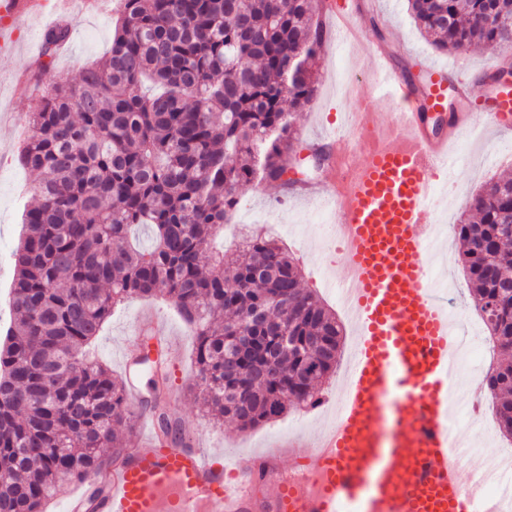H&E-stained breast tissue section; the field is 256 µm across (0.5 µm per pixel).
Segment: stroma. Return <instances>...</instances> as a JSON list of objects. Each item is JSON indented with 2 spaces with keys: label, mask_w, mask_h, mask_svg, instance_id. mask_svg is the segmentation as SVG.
<instances>
[{
  "label": "stroma",
  "mask_w": 512,
  "mask_h": 512,
  "mask_svg": "<svg viewBox=\"0 0 512 512\" xmlns=\"http://www.w3.org/2000/svg\"><path fill=\"white\" fill-rule=\"evenodd\" d=\"M349 12L358 24L371 28L380 23L387 44L394 52L400 67L418 74L422 65L432 63L464 74L475 86H482L498 61L483 47L467 53H441L422 35L407 11L405 0H345ZM57 15V0H30L25 19L16 28L18 47L6 58H0V154L9 156L0 163V289L9 288L13 279L12 251L18 243L22 213L33 201L32 189L41 182L39 173L21 166L17 159L19 131L10 117L30 112L38 99L33 82L19 83L18 75L26 73L30 47L41 46L42 37ZM72 28L68 50L62 54L56 70L70 80H78L83 69L91 63L104 61L110 46L113 23L111 15L100 16L76 6L70 14ZM318 90L313 103L294 116L297 151L291 166L302 180L332 183L330 168H315L311 158L312 145L323 137L336 116L355 112L363 104H371L374 112L387 113L392 109L389 99L376 91L371 75L365 74L357 54L348 44L326 40L316 65ZM461 163L457 169L455 188L448 193V203L440 214L445 224L456 223L468 213L472 193L488 178H512V130L501 131L484 126L481 119L461 127L452 146ZM282 189L276 184L246 187L239 197L230 223L224 233L215 237L207 252L232 249L234 225L249 224L263 227L293 253L302 270L304 287L316 291L335 311L343 324V350L335 375L325 383L323 396L335 404L336 393L350 373L351 355L356 343V328L333 292V280L341 269L329 257L330 243L325 235L332 217L323 202L316 198L295 197L281 202ZM462 249L454 234H446L433 248L435 258L432 275L450 285L455 294L447 299L451 308L464 310L470 322H477L469 285L459 263ZM153 311L164 320L180 347L177 358L167 364L168 386L177 403L168 410L172 422L182 428L187 446L203 444L216 462L226 459H245L259 453L273 442L293 437L314 440L322 423L318 411L297 407L289 409L280 419L257 428L242 431L232 420L216 421L194 404L188 387L194 384V352L196 339L168 300H138L117 305L107 320L101 336L91 352L113 373H127L130 384L141 397H149V376L142 367L125 368L128 360L139 358L142 335L137 330L140 314Z\"/></svg>",
  "instance_id": "1"
}]
</instances>
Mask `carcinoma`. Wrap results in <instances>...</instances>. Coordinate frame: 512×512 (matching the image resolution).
I'll list each match as a JSON object with an SVG mask.
<instances>
[{"label": "carcinoma", "instance_id": "1", "mask_svg": "<svg viewBox=\"0 0 512 512\" xmlns=\"http://www.w3.org/2000/svg\"><path fill=\"white\" fill-rule=\"evenodd\" d=\"M440 51H493L512 0H407ZM70 28H49L43 73ZM326 30L314 0H121L107 59L73 84L52 76L19 143L45 174L23 215L0 332V512H42L59 481L104 470L123 447L126 384L80 357L112 309L162 296L196 336L190 396L245 431L296 402L314 408L336 370L341 325L294 259L255 234L203 271L202 248L240 191L279 182L291 110L311 105ZM461 220L462 271L500 364L484 381L512 440V179L491 178ZM151 232L149 249L130 241ZM157 430L179 438L165 400Z\"/></svg>", "mask_w": 512, "mask_h": 512}]
</instances>
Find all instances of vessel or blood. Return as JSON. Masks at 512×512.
I'll return each mask as SVG.
<instances>
[{
  "label": "vessel or blood",
  "mask_w": 512,
  "mask_h": 512,
  "mask_svg": "<svg viewBox=\"0 0 512 512\" xmlns=\"http://www.w3.org/2000/svg\"><path fill=\"white\" fill-rule=\"evenodd\" d=\"M26 7L0 0V50ZM331 15L337 38L372 56L376 84L406 102L380 120L378 147L331 192L339 296L357 329L339 413L315 442L271 444L233 465L200 448L157 446L144 418L147 435L126 462L86 479L105 487L104 512H477L478 472L458 451L450 412L458 336L425 262L452 138L428 136L423 114L446 107L448 70L425 66L424 87L411 85L349 12ZM457 92L486 124L512 128V86L487 98L461 76Z\"/></svg>",
  "instance_id": "vessel-or-blood-1"
}]
</instances>
